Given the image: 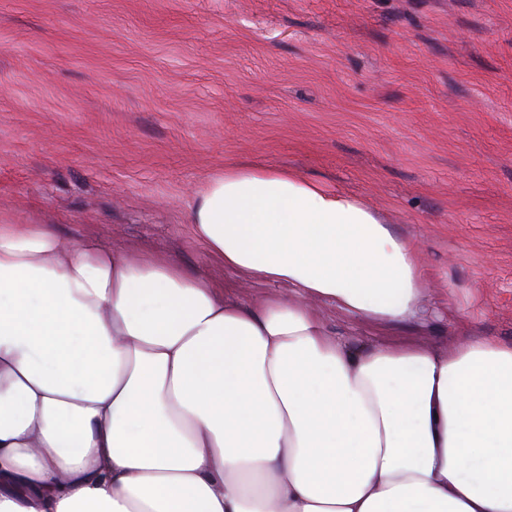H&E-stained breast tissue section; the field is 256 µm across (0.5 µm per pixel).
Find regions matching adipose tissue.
Returning <instances> with one entry per match:
<instances>
[{
  "mask_svg": "<svg viewBox=\"0 0 512 512\" xmlns=\"http://www.w3.org/2000/svg\"><path fill=\"white\" fill-rule=\"evenodd\" d=\"M188 221L289 295L242 304L168 256L0 223V512H512V344H353L309 304L408 322L413 240L250 164Z\"/></svg>",
  "mask_w": 512,
  "mask_h": 512,
  "instance_id": "1",
  "label": "adipose tissue"
}]
</instances>
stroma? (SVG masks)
Wrapping results in <instances>:
<instances>
[{
	"label": "stroma",
	"mask_w": 512,
	"mask_h": 512,
	"mask_svg": "<svg viewBox=\"0 0 512 512\" xmlns=\"http://www.w3.org/2000/svg\"><path fill=\"white\" fill-rule=\"evenodd\" d=\"M238 161L357 195L418 244L421 316L322 303L328 328L512 343V0H0V218L277 298L187 221Z\"/></svg>",
	"instance_id": "35a3bbf8"
}]
</instances>
